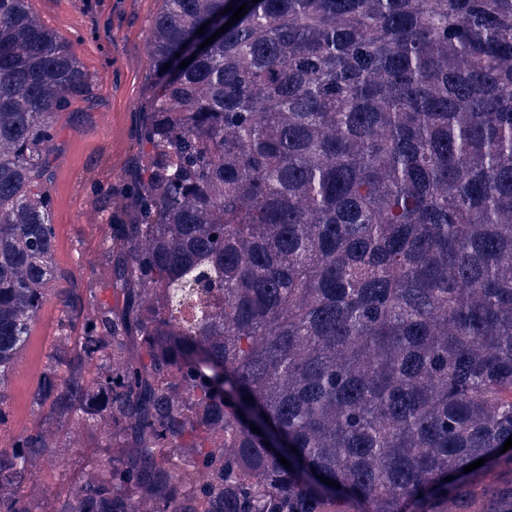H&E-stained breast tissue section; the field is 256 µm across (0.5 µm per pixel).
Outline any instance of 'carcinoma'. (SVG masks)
Masks as SVG:
<instances>
[{
	"label": "carcinoma",
	"mask_w": 512,
	"mask_h": 512,
	"mask_svg": "<svg viewBox=\"0 0 512 512\" xmlns=\"http://www.w3.org/2000/svg\"><path fill=\"white\" fill-rule=\"evenodd\" d=\"M149 55L105 303L46 191L89 76L0 0V422L61 312L0 512H512V0H162ZM73 426L112 452L44 511ZM59 316L60 310L55 300L47 299L25 343L19 363L7 378L5 389L10 400L6 422L0 426V445L3 447L10 446L14 438L34 422L30 394L44 368L49 342Z\"/></svg>",
	"instance_id": "obj_1"
}]
</instances>
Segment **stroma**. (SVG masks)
Returning <instances> with one entry per match:
<instances>
[{"label": "stroma", "mask_w": 512, "mask_h": 512, "mask_svg": "<svg viewBox=\"0 0 512 512\" xmlns=\"http://www.w3.org/2000/svg\"><path fill=\"white\" fill-rule=\"evenodd\" d=\"M39 18L76 52L91 79L88 91L54 118V143L46 189L54 224V261L68 283L87 287L93 270L105 262V226L91 216L95 193L134 165L140 114L153 80L148 45L160 0H31ZM60 310L43 304L21 358L5 389L8 415L0 425V445L30 428V394L44 368ZM105 453L103 442L86 435L52 480L53 492L74 487L86 465Z\"/></svg>", "instance_id": "stroma-1"}]
</instances>
